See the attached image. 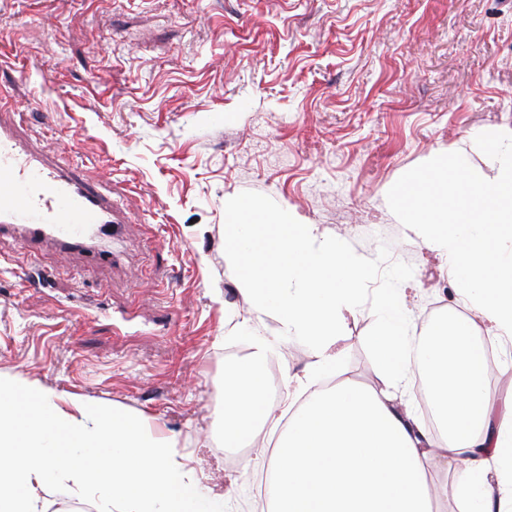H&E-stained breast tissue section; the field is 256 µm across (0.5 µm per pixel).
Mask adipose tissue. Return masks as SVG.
<instances>
[{
    "mask_svg": "<svg viewBox=\"0 0 512 512\" xmlns=\"http://www.w3.org/2000/svg\"><path fill=\"white\" fill-rule=\"evenodd\" d=\"M481 144L492 178L458 155L450 171L420 174L396 198L401 223L449 262L475 318L442 315L422 331L388 292L370 345L389 390L345 381L298 407L268 459L260 512H437L438 455L458 476L461 512H512V481L491 487L487 472L492 462L512 472V397L496 409L477 341L512 339V130ZM275 348L254 338L226 373L225 447L277 421L265 372ZM416 377L435 429L393 400ZM176 446L139 413L92 399L64 407L51 390L0 373V512H48L53 495L96 500L100 512H224L223 495L204 488Z\"/></svg>",
    "mask_w": 512,
    "mask_h": 512,
    "instance_id": "adipose-tissue-1",
    "label": "adipose tissue"
}]
</instances>
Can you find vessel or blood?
Segmentation results:
<instances>
[{
    "label": "vessel or blood",
    "mask_w": 512,
    "mask_h": 512,
    "mask_svg": "<svg viewBox=\"0 0 512 512\" xmlns=\"http://www.w3.org/2000/svg\"><path fill=\"white\" fill-rule=\"evenodd\" d=\"M5 229L17 231L27 247L80 248L96 261L102 257L96 240L117 237L120 220L110 198L73 170L34 155L0 124V231Z\"/></svg>",
    "instance_id": "obj_1"
}]
</instances>
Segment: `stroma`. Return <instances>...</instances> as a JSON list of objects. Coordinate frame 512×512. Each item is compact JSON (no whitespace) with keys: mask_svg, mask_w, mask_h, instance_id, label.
Masks as SVG:
<instances>
[{"mask_svg":"<svg viewBox=\"0 0 512 512\" xmlns=\"http://www.w3.org/2000/svg\"><path fill=\"white\" fill-rule=\"evenodd\" d=\"M0 110L127 218L113 265L0 236V370L143 414L226 512H256L279 433L225 448L224 373L279 325L236 286L224 204L266 195L367 258L379 225L417 329L467 315L393 202L459 153L493 177L477 138L512 129V0H0ZM373 322L346 315L336 349L379 390ZM272 357L281 401L315 356L290 338Z\"/></svg>","mask_w":512,"mask_h":512,"instance_id":"stroma-1","label":"stroma"}]
</instances>
